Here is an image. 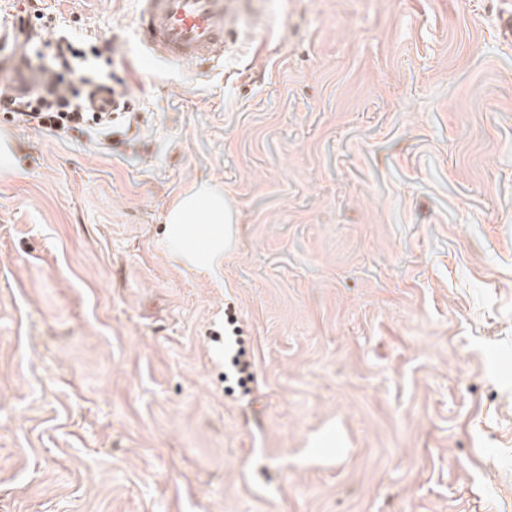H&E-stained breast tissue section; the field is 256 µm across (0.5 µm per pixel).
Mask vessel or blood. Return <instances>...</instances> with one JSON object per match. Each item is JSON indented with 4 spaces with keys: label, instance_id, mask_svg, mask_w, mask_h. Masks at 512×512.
Segmentation results:
<instances>
[{
    "label": "vessel or blood",
    "instance_id": "obj_1",
    "mask_svg": "<svg viewBox=\"0 0 512 512\" xmlns=\"http://www.w3.org/2000/svg\"><path fill=\"white\" fill-rule=\"evenodd\" d=\"M144 56L180 64L222 62L248 22L239 0H137Z\"/></svg>",
    "mask_w": 512,
    "mask_h": 512
}]
</instances>
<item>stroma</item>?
I'll return each instance as SVG.
<instances>
[{"label": "stroma", "instance_id": "stroma-1", "mask_svg": "<svg viewBox=\"0 0 512 512\" xmlns=\"http://www.w3.org/2000/svg\"><path fill=\"white\" fill-rule=\"evenodd\" d=\"M257 2L201 74L142 63L134 0H45L131 101L94 138L0 112V512H512L504 0ZM203 182L212 277L164 245ZM233 213L224 190L194 185L171 206L165 235L175 252L199 269L216 273L224 264V251L232 243Z\"/></svg>", "mask_w": 512, "mask_h": 512}]
</instances>
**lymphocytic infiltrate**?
Masks as SVG:
<instances>
[{
	"mask_svg": "<svg viewBox=\"0 0 512 512\" xmlns=\"http://www.w3.org/2000/svg\"><path fill=\"white\" fill-rule=\"evenodd\" d=\"M15 28L25 42L41 40L36 51V73L40 82L29 95L11 97L0 90V112L11 114L13 122L25 128H46L52 132H68L87 125L109 123L108 113L90 111L86 91L94 84H107L111 75H97L88 69L87 56L97 58L111 52V43L92 46L90 51L77 48L67 36H53L48 13L37 11L33 16L17 13Z\"/></svg>",
	"mask_w": 512,
	"mask_h": 512,
	"instance_id": "lymphocytic-infiltrate-1",
	"label": "lymphocytic infiltrate"
}]
</instances>
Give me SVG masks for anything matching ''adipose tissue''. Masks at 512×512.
Returning <instances> with one entry per match:
<instances>
[{"instance_id":"obj_1","label":"adipose tissue","mask_w":512,"mask_h":512,"mask_svg":"<svg viewBox=\"0 0 512 512\" xmlns=\"http://www.w3.org/2000/svg\"><path fill=\"white\" fill-rule=\"evenodd\" d=\"M233 213L224 192L208 184L183 192L171 206L165 235L175 252L209 273L219 271L232 243Z\"/></svg>"}]
</instances>
